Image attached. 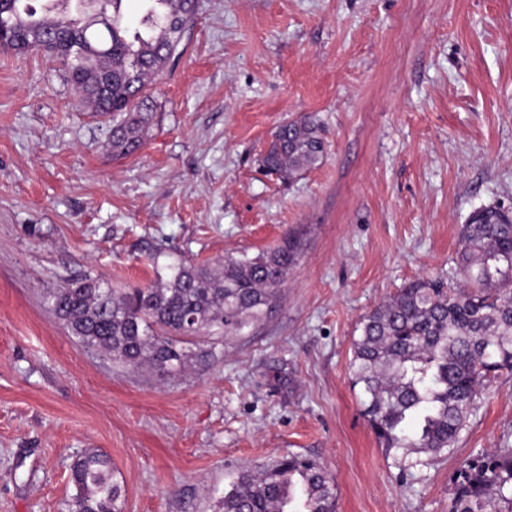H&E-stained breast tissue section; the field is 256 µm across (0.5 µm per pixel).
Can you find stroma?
<instances>
[{
    "label": "stroma",
    "instance_id": "35a3bbf8",
    "mask_svg": "<svg viewBox=\"0 0 512 512\" xmlns=\"http://www.w3.org/2000/svg\"><path fill=\"white\" fill-rule=\"evenodd\" d=\"M149 94L142 148L115 159L111 115L57 62L0 53V512H67L89 449L124 512H217L241 472L289 455L334 476L336 512H448L460 465L512 448V374L402 478L349 363L366 314L454 269L475 208L512 213V0H198ZM307 114L320 160L266 173L274 132ZM292 229L271 307L199 337L174 375L103 358L49 309L69 278L145 287Z\"/></svg>",
    "mask_w": 512,
    "mask_h": 512
}]
</instances>
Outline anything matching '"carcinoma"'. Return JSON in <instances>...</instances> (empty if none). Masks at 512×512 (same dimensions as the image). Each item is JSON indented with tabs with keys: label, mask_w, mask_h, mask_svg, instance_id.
Wrapping results in <instances>:
<instances>
[{
	"label": "carcinoma",
	"mask_w": 512,
	"mask_h": 512,
	"mask_svg": "<svg viewBox=\"0 0 512 512\" xmlns=\"http://www.w3.org/2000/svg\"><path fill=\"white\" fill-rule=\"evenodd\" d=\"M137 22L127 21L130 11ZM11 17V45L61 65L92 112L112 114L107 149L116 158L141 149L154 112L148 86L177 54L195 10L192 0H0ZM323 140L311 116L280 126L262 156L288 179L318 160ZM299 251L287 234L253 258H228L219 270L179 260L168 277L119 292L90 276L50 293L55 317L86 347L131 367L162 373L191 361L192 340L234 335L270 306ZM460 282L421 279L361 320L353 341V385L362 389L370 428L400 473L426 465L424 454L454 446L477 409L481 384L512 373V215L475 209L458 239ZM76 493L68 512H123L112 460L98 449L69 465ZM449 512H512V448L466 461L455 473ZM221 512H336V485L320 464L289 456L259 475L243 474Z\"/></svg>",
	"instance_id": "carcinoma-1"
}]
</instances>
